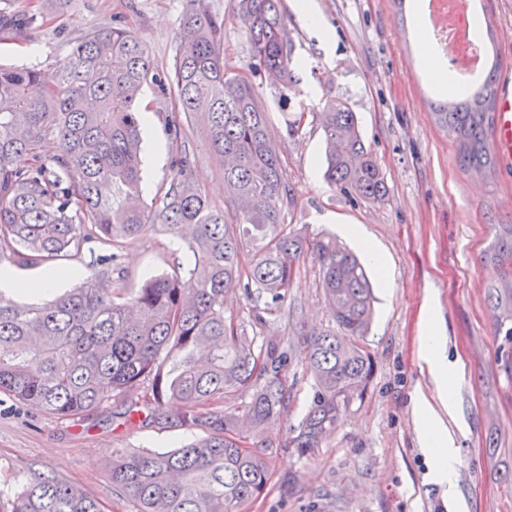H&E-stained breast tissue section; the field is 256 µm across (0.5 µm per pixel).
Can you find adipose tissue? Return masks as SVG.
Masks as SVG:
<instances>
[{
  "instance_id": "ef3b65f1",
  "label": "adipose tissue",
  "mask_w": 512,
  "mask_h": 512,
  "mask_svg": "<svg viewBox=\"0 0 512 512\" xmlns=\"http://www.w3.org/2000/svg\"><path fill=\"white\" fill-rule=\"evenodd\" d=\"M60 282V277L49 269L34 278L8 270L0 272L1 293L24 294L35 300L45 298ZM421 352L429 372L436 380L435 400L423 398L419 401L422 440L435 462L440 483L450 485L454 482L457 450L440 412L453 407L452 387L458 378V371L448 362L443 337L430 311L424 316Z\"/></svg>"
}]
</instances>
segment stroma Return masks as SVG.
Listing matches in <instances>:
<instances>
[{"mask_svg":"<svg viewBox=\"0 0 512 512\" xmlns=\"http://www.w3.org/2000/svg\"><path fill=\"white\" fill-rule=\"evenodd\" d=\"M209 2L224 17V62L243 70L250 56L248 24L234 0ZM423 2L407 0L401 13L392 0H311L316 29L298 18L293 0L281 2L297 63L286 92L261 83L256 90L294 190L285 221L305 235L335 236L364 263L374 295L364 345L374 375L322 447L301 457L281 442L302 420L313 381L304 362L290 367L288 411L262 434L272 479L253 512H512V338L498 329L488 298L502 268L483 255L499 225L512 224V162L498 160L489 178L459 168L455 144L433 116L434 103L455 94L428 85L417 65L434 53L431 43L416 38ZM184 6L185 0H0L1 17L31 20L21 31H0V64L52 72L81 37L118 19L145 43L157 69L166 70L178 48ZM476 8L493 25L492 32H479L480 46L499 58V73L512 72V0H478ZM334 98L346 100L358 118L388 187L383 202L353 199L328 184L320 126L294 124L300 113L322 111ZM141 103L164 144L158 156L143 158V196L152 203L174 175L165 123L173 106L162 103L151 83ZM188 139L194 179L211 206L224 209L230 195L219 157L200 129H191ZM351 225L359 239L344 234ZM370 247L385 257L386 269L370 264ZM192 265L186 247L149 231L121 250L118 285L129 293L149 277ZM429 299L448 361L461 374L453 389L455 411L444 419L458 450L453 501L436 480L416 425V396L435 394L419 352ZM224 311L246 336L274 338L297 351L306 336L337 330L319 263L310 256L300 261L287 300L265 322L256 320L253 301L239 289L230 291ZM120 410L115 402L63 420L27 412L0 394V512H8L23 479L42 473L81 485L104 512H132L107 477L113 451L163 452L205 435L171 423L133 426Z\"/></svg>","mask_w":512,"mask_h":512,"instance_id":"35a3bbf8","label":"stroma"}]
</instances>
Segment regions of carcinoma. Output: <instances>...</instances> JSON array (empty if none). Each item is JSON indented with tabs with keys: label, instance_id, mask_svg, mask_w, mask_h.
<instances>
[{
	"label": "carcinoma",
	"instance_id": "1",
	"mask_svg": "<svg viewBox=\"0 0 512 512\" xmlns=\"http://www.w3.org/2000/svg\"><path fill=\"white\" fill-rule=\"evenodd\" d=\"M249 22L248 73L224 66V19L208 0H187L169 73L119 21L80 38L52 80L34 67L0 65V265L57 264L97 239L119 248L148 230L185 237L194 265L181 276L157 275L132 296L112 276L86 280L39 303L0 293V393L43 414L70 419L114 400L128 420L159 421L169 404L179 422L205 438L166 452L117 450L107 464L112 490L134 512H250L266 495L271 472L260 451L264 428L288 409V368L296 350L272 339L256 346L225 316L224 294L243 288L273 313L288 297L304 253L320 263V283L339 334L313 336L299 356L313 380L301 424L281 447L312 455L355 399L374 366L362 341L373 317L372 286L358 257L329 236L308 239L284 224L293 203L271 141L266 112L248 74L288 87L294 44L281 0H237ZM462 101L435 108L453 136L461 168L489 176L496 118V72ZM174 93L166 115L177 172L149 208L142 195V88ZM324 134L326 181L371 202L388 190L364 145L356 113L331 99L311 113ZM201 127L224 167L231 209H214L191 175L184 124ZM58 153L45 159L42 142ZM510 270L489 289L493 317L512 336V224L491 246ZM241 397V412L216 408ZM10 512H103L83 489L50 475L28 479Z\"/></svg>",
	"mask_w": 512,
	"mask_h": 512
}]
</instances>
